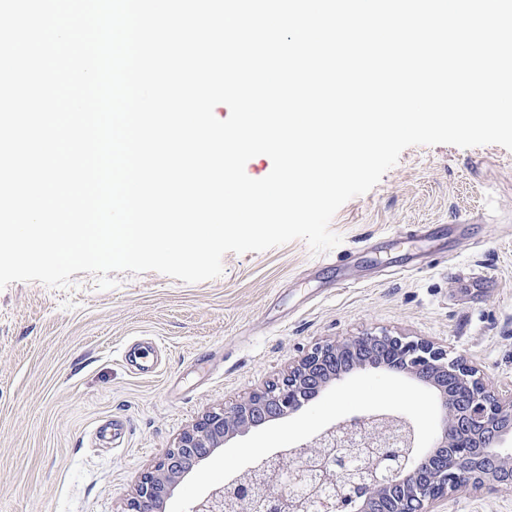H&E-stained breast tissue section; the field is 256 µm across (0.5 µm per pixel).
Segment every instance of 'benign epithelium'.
<instances>
[{
	"instance_id": "obj_1",
	"label": "benign epithelium",
	"mask_w": 512,
	"mask_h": 512,
	"mask_svg": "<svg viewBox=\"0 0 512 512\" xmlns=\"http://www.w3.org/2000/svg\"><path fill=\"white\" fill-rule=\"evenodd\" d=\"M372 370L408 376L435 393L439 430L428 450L413 453L414 430L402 419L353 416L259 457L197 499L191 512H433L462 486L512 488V389L489 385L476 365L430 340L382 331L318 345L282 379L202 416L142 474L127 512H163L183 478L228 440Z\"/></svg>"
}]
</instances>
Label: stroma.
<instances>
[{"label":"stroma","mask_w":512,"mask_h":512,"mask_svg":"<svg viewBox=\"0 0 512 512\" xmlns=\"http://www.w3.org/2000/svg\"><path fill=\"white\" fill-rule=\"evenodd\" d=\"M410 224L448 233L411 241ZM330 228L342 242L329 252L301 239L229 252L219 277L193 284L126 271L102 290L77 272L66 288L1 289L0 512H125L142 473L202 416L281 379L315 345L366 332L430 340L512 387V150L408 147ZM147 339L162 365L142 372L124 353ZM362 413L407 418L422 449L439 425L424 385L379 370L354 376L229 440L165 512H190L259 456ZM437 512H512V489L462 487Z\"/></svg>","instance_id":"stroma-1"}]
</instances>
